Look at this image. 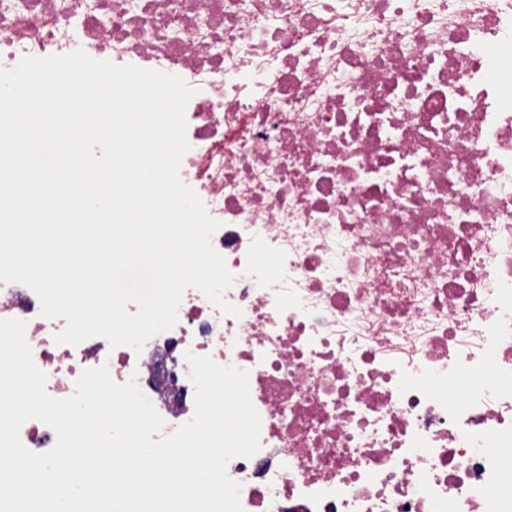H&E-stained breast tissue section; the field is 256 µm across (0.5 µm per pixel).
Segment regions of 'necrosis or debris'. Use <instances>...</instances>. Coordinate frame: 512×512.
<instances>
[{
	"label": "necrosis or debris",
	"instance_id": "obj_1",
	"mask_svg": "<svg viewBox=\"0 0 512 512\" xmlns=\"http://www.w3.org/2000/svg\"><path fill=\"white\" fill-rule=\"evenodd\" d=\"M510 46L512 0H0V68L81 49L194 89L179 176L242 311L190 287L142 351L72 346L0 282L47 394L137 378L160 440L190 351L249 374L243 512H512Z\"/></svg>",
	"mask_w": 512,
	"mask_h": 512
}]
</instances>
